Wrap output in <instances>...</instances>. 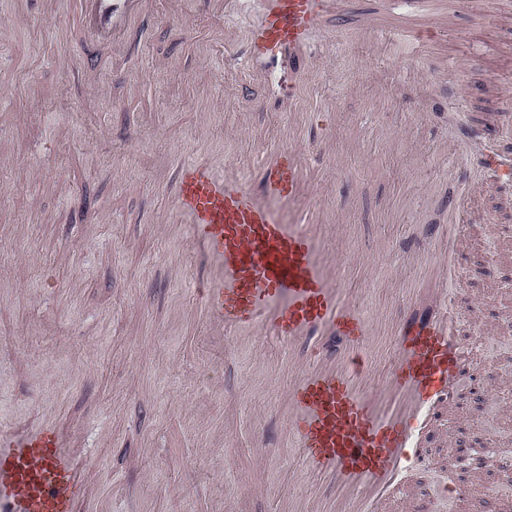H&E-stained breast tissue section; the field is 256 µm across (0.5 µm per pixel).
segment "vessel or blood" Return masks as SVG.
<instances>
[{
    "label": "vessel or blood",
    "instance_id": "vessel-or-blood-1",
    "mask_svg": "<svg viewBox=\"0 0 512 512\" xmlns=\"http://www.w3.org/2000/svg\"><path fill=\"white\" fill-rule=\"evenodd\" d=\"M88 45L121 39L142 0H82ZM257 16L245 31L249 65L273 73L284 52L307 46L328 20L342 21L343 0H253ZM374 44L426 46L428 24L396 26L372 13L364 27ZM470 164L512 183V131L489 141L486 128H464L458 143ZM311 190L300 154L282 147L267 159L260 190L203 164L184 166L173 203L211 274L201 290L204 314L216 329L259 331L308 341L322 334L363 342L370 327L336 284L324 244L300 208ZM470 199L448 205L452 218L439 275L455 280L461 229ZM458 312L440 303L426 318L395 332L397 360L384 385L367 388L361 358L329 364L294 378L284 404L288 432L307 468L335 477L343 507L334 512H379L403 471L422 463V433L448 409L464 380ZM70 437L51 417L16 429L0 422V512H97Z\"/></svg>",
    "mask_w": 512,
    "mask_h": 512
}]
</instances>
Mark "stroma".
<instances>
[{"instance_id":"1","label":"stroma","mask_w":512,"mask_h":512,"mask_svg":"<svg viewBox=\"0 0 512 512\" xmlns=\"http://www.w3.org/2000/svg\"><path fill=\"white\" fill-rule=\"evenodd\" d=\"M375 0H353L343 33L304 50L292 104L232 56L253 5L149 0L122 49L83 51L78 0H28L0 43V416L38 419L40 394L75 429L84 477L108 512H329L340 494L307 473L283 399L300 367L329 354L236 330L213 339L195 288L202 255L172 202L181 168L212 162L257 180L269 154L301 152L336 283L371 324L378 387L401 319L430 312L419 262L447 233L448 200L475 211L449 297L461 313L466 383L480 404L448 409L426 466L405 472L387 512H512V483L485 465L453 478L462 429L512 457V187L457 150L466 124L497 126L512 98V0L449 7L429 49L357 41ZM419 22L414 0L380 5ZM453 481L456 498L435 488Z\"/></svg>"}]
</instances>
